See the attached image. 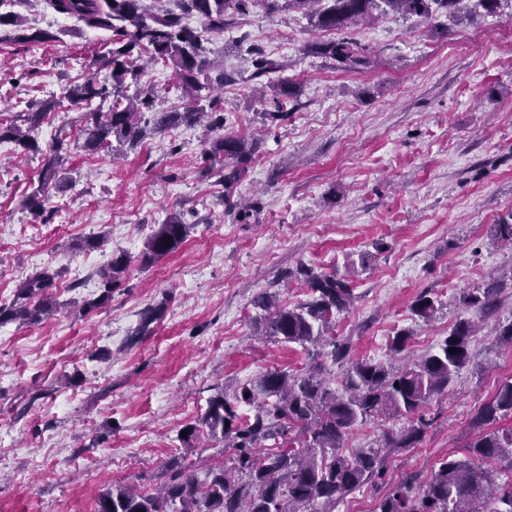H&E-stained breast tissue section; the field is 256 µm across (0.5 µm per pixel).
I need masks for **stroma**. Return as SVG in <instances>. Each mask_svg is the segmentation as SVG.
<instances>
[{
	"label": "stroma",
	"mask_w": 512,
	"mask_h": 512,
	"mask_svg": "<svg viewBox=\"0 0 512 512\" xmlns=\"http://www.w3.org/2000/svg\"><path fill=\"white\" fill-rule=\"evenodd\" d=\"M11 9L54 38L25 44L0 31V119L29 101L48 103L44 146L75 133L83 108L65 89L92 72L107 78L112 34L28 0ZM343 37L367 57L358 71L305 52L309 41ZM206 39L228 77L223 135H261L233 186L221 167L203 170L206 128L150 132L132 148L72 149L44 222L24 205L40 154L0 143V302L46 268L58 303L42 323L0 325V512H95L107 486L155 484L172 461L222 459L220 439L204 432L186 442L181 432L200 423L217 392L231 397L265 372L306 367L300 345L256 335L252 304L265 292L291 307L309 300L305 282L289 275L301 263L349 279L354 300L336 334L350 340L351 359L395 367L434 349L458 319L479 316L463 295L506 282L470 363L426 408L423 442L391 454L382 476L336 512H375L405 478L425 488L442 459L467 456L478 407L512 380V348L494 336L512 319V250L492 236L512 214V7L424 21L380 6L342 33L316 30L299 12L255 7ZM254 47L301 87L287 120L270 117L274 92L253 76ZM138 83L154 91V111L182 103L167 66H145ZM240 200L251 209L246 224L233 210ZM173 215L190 226L185 242L141 265L154 226ZM100 233L102 248H83ZM120 255L131 262L111 301L85 310L100 293L99 271ZM424 292L439 306L428 322L410 310ZM149 307L161 314L150 335L134 337ZM403 329L411 338L393 353L390 340Z\"/></svg>",
	"instance_id": "35a3bbf8"
}]
</instances>
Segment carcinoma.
Returning a JSON list of instances; mask_svg holds the SVG:
<instances>
[{
    "instance_id": "obj_1",
    "label": "carcinoma",
    "mask_w": 512,
    "mask_h": 512,
    "mask_svg": "<svg viewBox=\"0 0 512 512\" xmlns=\"http://www.w3.org/2000/svg\"><path fill=\"white\" fill-rule=\"evenodd\" d=\"M58 14L66 15L88 28L112 31V49L106 67L109 78L100 81L91 75L70 86L66 98L74 104L112 98L107 112H85L80 123L83 148L97 152L112 141L136 145L146 129L162 134L178 125H196L206 116L202 98L215 104L211 93L224 87L227 76L206 56L203 33L222 32L231 18L261 5L270 12L294 10L307 15L321 30H343L370 16L377 0H175L176 9L154 12L149 0H35ZM389 11L429 21L439 12L449 17L460 13L464 0H383ZM503 0H476L467 16H494ZM195 17L203 31L184 20ZM10 28L20 43H44L54 39L46 30L27 28L12 11H0V29ZM305 51L336 61L348 69L363 64L362 56L348 39L316 41ZM147 55L169 66L183 93L180 112H155L149 119L154 93L137 89L136 62ZM253 77H269L281 70L278 61L257 54ZM280 105L298 98L299 86L288 80L273 85ZM208 95H202V92ZM49 106L31 102L19 120L0 123V142H12L22 151L43 152L39 184L27 196L26 207L35 217L47 212L48 188L58 181L63 154L70 146L67 138L56 137L40 148L33 133L40 127ZM257 145L244 137L218 136L207 142L203 161L221 163L230 169L224 183L231 185L247 170ZM188 225L179 217L156 225L147 238L141 262L149 266L176 252L185 242ZM493 238L512 246V222L502 219L493 225ZM129 258L120 255L99 272L100 295L87 302L98 308L112 299V289L120 284ZM311 292V299L289 307H277L274 297H259L254 306L262 309L256 320L260 335L285 343L318 346L353 300L350 282L334 273H317L304 264L296 270ZM55 275L47 270L25 278L15 300L0 303V325L18 321L36 324L53 311L52 288ZM503 283L494 281L478 294L463 296V303L483 315L493 314L499 305ZM411 312L428 321L437 312L435 300L426 293L416 297ZM475 324L459 319L448 336L416 362L394 370L367 360L349 362L343 389L338 392L311 367L302 374L269 371L241 388L233 398L220 392L214 396L201 425L188 424L184 440L199 436L200 426L224 441L230 451V466L224 464L191 468L177 462L164 468V481L152 489L135 490L114 484L100 492L95 512H336V502L382 472L384 451L416 447L432 420L425 417L433 397L448 392L456 375L471 359ZM330 356L348 362L349 339L331 337ZM456 352L451 353L449 349ZM254 405L253 414L242 416L237 404ZM512 416V381L503 383L495 395L478 410L474 423L482 429L469 443L470 456L445 458L439 462L420 494L404 480L393 484L378 504L376 512H512V483L497 484L485 463L505 460L512 467V426H495ZM405 417L408 425L396 434H387L376 448L345 454L343 448L355 426L377 418ZM273 440L276 448L259 453L262 443Z\"/></svg>"
}]
</instances>
